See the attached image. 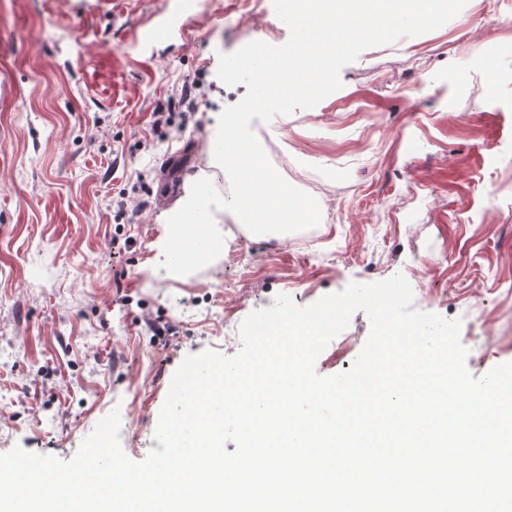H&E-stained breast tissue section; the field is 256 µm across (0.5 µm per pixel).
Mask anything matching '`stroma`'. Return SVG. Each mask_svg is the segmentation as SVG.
<instances>
[{
  "instance_id": "1",
  "label": "stroma",
  "mask_w": 512,
  "mask_h": 512,
  "mask_svg": "<svg viewBox=\"0 0 512 512\" xmlns=\"http://www.w3.org/2000/svg\"><path fill=\"white\" fill-rule=\"evenodd\" d=\"M258 8L0 0V453L70 460L117 408L125 454L144 460L184 357L236 354L225 329L280 293L307 306L400 273L414 308L461 320L474 377L512 362V0H468L364 50L315 107L252 120L332 216L322 238L269 250L224 223L215 261L153 278L168 213L206 174L211 114L247 92L217 78L219 54L289 38L272 0ZM163 20L165 38L136 40ZM188 81L197 123L154 129ZM369 332L354 313L317 373L349 370Z\"/></svg>"
}]
</instances>
